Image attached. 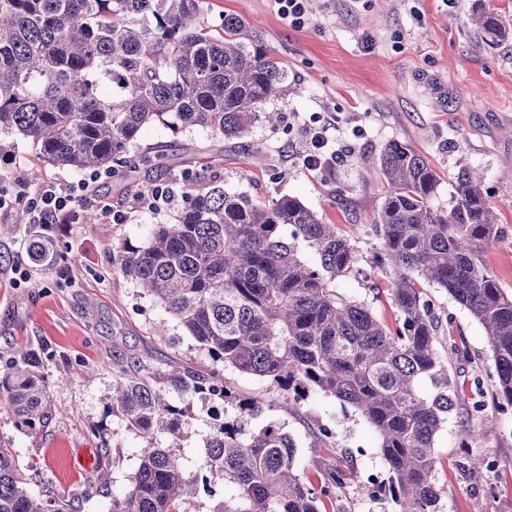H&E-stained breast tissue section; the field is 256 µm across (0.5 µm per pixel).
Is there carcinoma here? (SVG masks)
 Segmentation results:
<instances>
[{"label": "carcinoma", "mask_w": 512, "mask_h": 512, "mask_svg": "<svg viewBox=\"0 0 512 512\" xmlns=\"http://www.w3.org/2000/svg\"><path fill=\"white\" fill-rule=\"evenodd\" d=\"M210 0H0V132L31 141L57 167L124 175L144 164L130 146L161 123L243 138L279 113L262 107L288 92V71L253 27L224 16L207 24ZM476 30L501 41L509 31L493 12ZM389 192L373 232V258L387 276L390 324L332 288L358 270V247L291 196L255 200L224 190L217 177L187 193L173 218L145 244L112 249V269L136 282L215 363L268 380L286 406L310 390L353 407L375 429L388 464L385 494L396 512H438L434 441L464 402L436 342L448 329L427 298L435 285L486 332L496 369L495 396L512 405V294L485 269L482 249L500 235L483 177L462 165L448 210L432 200L439 177L426 159L392 142L372 161ZM318 256L307 262L301 249ZM48 347L20 352L0 373V398L15 423L38 433L52 418L44 376ZM436 390L423 395L419 380ZM217 400L236 417L205 438L195 470L185 471L175 441L195 419L196 398ZM260 399L229 386L219 372L145 363L112 369V412L146 439L138 469L111 512H324L352 477L334 463L317 484L295 468L283 428L259 430ZM165 434L168 445L157 442ZM237 486L234 502L215 498L219 481ZM0 512H76L33 496L10 449L0 445Z\"/></svg>", "instance_id": "carcinoma-1"}]
</instances>
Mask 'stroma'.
<instances>
[{"label": "stroma", "mask_w": 512, "mask_h": 512, "mask_svg": "<svg viewBox=\"0 0 512 512\" xmlns=\"http://www.w3.org/2000/svg\"><path fill=\"white\" fill-rule=\"evenodd\" d=\"M207 19L241 17L256 28L271 55L288 70L289 91L265 109L280 115L277 126L257 123L248 136L227 140L205 128L172 132L146 128L132 151L161 156L162 166H142L128 176H107L102 191L128 200L165 182L173 199L161 212L130 211L124 223L98 219L68 225L56 235L52 264L18 285L0 276V371L22 349L46 345L44 371L53 417L43 431L18 428L0 401V442L12 448L18 468L36 496L79 505L80 512H110L138 468L144 439L112 413V367L130 357L157 369L189 365L211 372L215 364L165 310L134 281L112 270V249L145 242L153 225L166 223L187 189L199 186L205 162L230 192L258 200L298 198L326 223L339 225L356 242L361 273L334 286L347 299L366 304L386 321L394 311L385 277L371 264L381 242L372 225L388 185L364 164L397 141L414 148L440 176L433 204L448 206L459 159L485 174L484 188L500 216L498 240L481 254L485 268L512 292V42L489 45L476 34L474 13L495 12L512 22V0H309L301 26L282 20L275 0H212ZM339 117L341 152L335 166L312 171L303 164L308 128ZM37 186L48 179L76 181L81 172L52 166L21 135H0V187L17 174ZM32 231L22 210L0 218V265L27 262ZM426 292L451 334L437 346L450 377L480 393L495 426L484 428L466 409L451 414L435 441L440 512H512V406L495 398V367L481 324L448 292ZM224 377L239 393L262 400L253 428L283 427L295 441L297 471L312 481L318 466L335 456L352 471L336 494L335 512H394L391 500H373L361 489L368 474L387 464L372 426L351 407L322 392L308 394L297 410L283 392L257 377L228 369ZM196 419L180 446L194 469L213 426L214 407L196 401ZM335 432V453L317 439L320 426ZM480 431L462 444L468 428ZM109 448L93 470L72 469L84 449Z\"/></svg>", "instance_id": "stroma-1"}]
</instances>
